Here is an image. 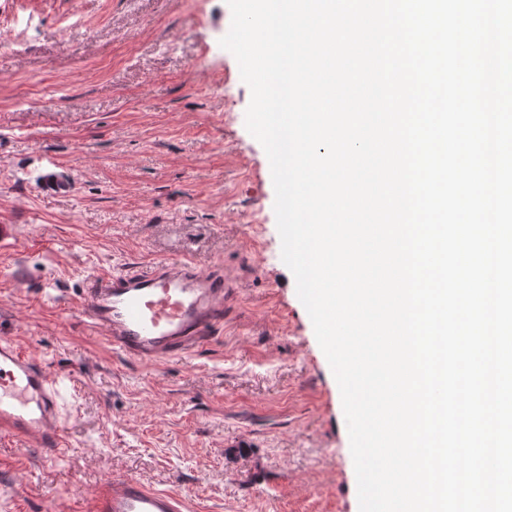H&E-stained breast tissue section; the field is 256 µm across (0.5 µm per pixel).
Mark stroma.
Returning <instances> with one entry per match:
<instances>
[{
	"instance_id": "obj_1",
	"label": "stroma",
	"mask_w": 512,
	"mask_h": 512,
	"mask_svg": "<svg viewBox=\"0 0 512 512\" xmlns=\"http://www.w3.org/2000/svg\"><path fill=\"white\" fill-rule=\"evenodd\" d=\"M230 25L226 0H0V336L73 378L68 455L0 442V512H76L112 476L195 512H359ZM183 257L235 285L199 351L142 365L79 317L89 277Z\"/></svg>"
}]
</instances>
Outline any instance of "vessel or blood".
Masks as SVG:
<instances>
[{"label": "vessel or blood", "mask_w": 512, "mask_h": 512, "mask_svg": "<svg viewBox=\"0 0 512 512\" xmlns=\"http://www.w3.org/2000/svg\"><path fill=\"white\" fill-rule=\"evenodd\" d=\"M232 288L220 266L204 271L189 259L127 264L86 282L80 315L114 353L158 366L198 351L223 330ZM61 382V374L1 337L0 441L34 444L50 458L66 453ZM83 512L189 510L180 493L115 476L95 488Z\"/></svg>", "instance_id": "1"}]
</instances>
